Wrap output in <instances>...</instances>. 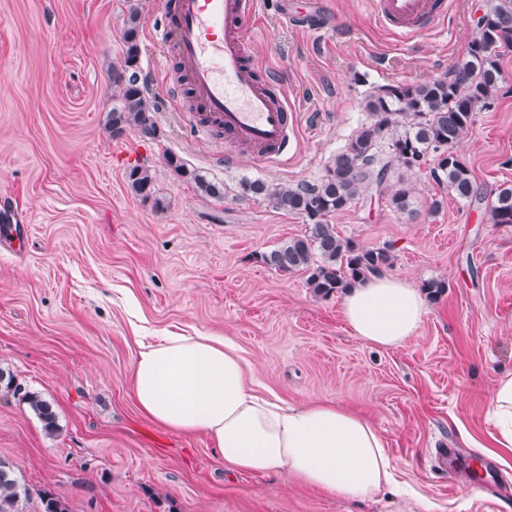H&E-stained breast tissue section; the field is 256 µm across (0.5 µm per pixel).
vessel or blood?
<instances>
[{
	"instance_id": "vessel-or-blood-1",
	"label": "vessel or blood",
	"mask_w": 512,
	"mask_h": 512,
	"mask_svg": "<svg viewBox=\"0 0 512 512\" xmlns=\"http://www.w3.org/2000/svg\"><path fill=\"white\" fill-rule=\"evenodd\" d=\"M381 27L407 41L441 27L449 0H368ZM256 10L255 0H176L161 44L177 50L181 73L203 109L200 123L223 128L230 144L225 164L238 148L250 149L264 165H284L294 154L293 111L248 61V35L242 21ZM295 28L316 33L323 25L315 13L283 8ZM11 206L0 207V245H21L24 230Z\"/></svg>"
}]
</instances>
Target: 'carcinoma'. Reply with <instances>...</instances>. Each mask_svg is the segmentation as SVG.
Returning <instances> with one entry per match:
<instances>
[{"label": "carcinoma", "instance_id": "carcinoma-1", "mask_svg": "<svg viewBox=\"0 0 512 512\" xmlns=\"http://www.w3.org/2000/svg\"><path fill=\"white\" fill-rule=\"evenodd\" d=\"M139 15L138 6H131L124 30L123 63L112 71V86L119 91L120 102L109 113L108 129L119 136L135 127L142 137L152 139L158 128L140 82ZM506 52H512V0H489L484 25L476 31L466 58L448 76L414 85H384L368 95L365 110L371 121L336 153L323 177L296 185L250 184L249 191L272 207L309 220L304 235L264 256L266 264L280 272L308 273V286L320 295L391 267L389 247L368 249L345 239L329 218L348 209L381 181L387 206L400 212L409 210L410 189L403 184L390 189V174L396 165L409 172L428 170L435 183L469 204L484 201L455 147L473 123L477 108L492 104L503 88L499 58ZM166 162L190 178L202 194L222 196L219 185L187 170L177 156L168 155ZM127 179L136 194L144 198L153 194L148 166H130ZM485 211L492 224H512V187L498 188L492 199L485 201ZM28 405L47 433L57 431L55 414L45 400L31 393ZM29 495V488L0 462V512H18L20 498ZM39 500L40 512H70L66 499L49 490L41 491Z\"/></svg>", "mask_w": 512, "mask_h": 512}]
</instances>
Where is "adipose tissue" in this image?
Wrapping results in <instances>:
<instances>
[{"label": "adipose tissue", "mask_w": 512, "mask_h": 512, "mask_svg": "<svg viewBox=\"0 0 512 512\" xmlns=\"http://www.w3.org/2000/svg\"><path fill=\"white\" fill-rule=\"evenodd\" d=\"M342 311L360 341L393 348L415 337L426 304L416 287L382 274L351 285ZM132 394L168 431L207 435L228 468L282 473L350 501L373 498L392 481L384 441L366 417L332 401L284 405L255 395L248 363L221 338L172 334L142 346ZM488 407L498 444L512 448V372L495 379Z\"/></svg>", "instance_id": "obj_1"}]
</instances>
